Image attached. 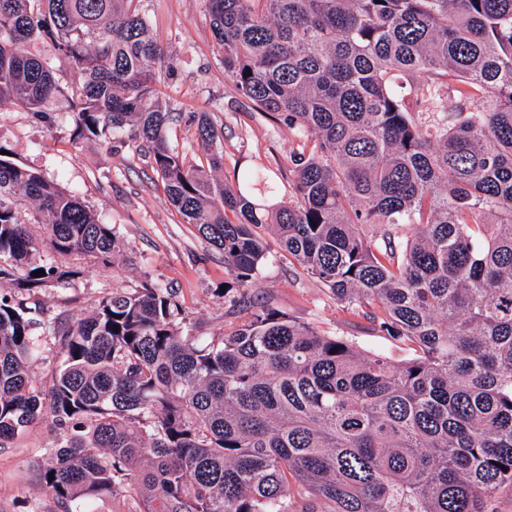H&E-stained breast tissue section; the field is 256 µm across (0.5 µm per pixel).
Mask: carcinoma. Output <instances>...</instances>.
Wrapping results in <instances>:
<instances>
[{
  "mask_svg": "<svg viewBox=\"0 0 512 512\" xmlns=\"http://www.w3.org/2000/svg\"><path fill=\"white\" fill-rule=\"evenodd\" d=\"M208 10L224 74L293 134L286 203H268V168L220 176L206 117V163L169 145L156 84L173 59L135 0H0V102L45 114L62 97L77 140L128 130L248 314L197 336L173 289H118L51 323L61 361L38 383L22 293L69 272L34 254L108 262L120 244L0 146V449L50 421L41 478L63 512L123 491L133 512H498L512 489V0ZM53 60L77 74L71 91ZM264 230L413 355L396 363L251 301Z\"/></svg>",
  "mask_w": 512,
  "mask_h": 512,
  "instance_id": "1",
  "label": "carcinoma"
}]
</instances>
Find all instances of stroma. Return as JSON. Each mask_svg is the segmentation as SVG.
I'll list each match as a JSON object with an SVG mask.
<instances>
[{"instance_id": "35a3bbf8", "label": "stroma", "mask_w": 512, "mask_h": 512, "mask_svg": "<svg viewBox=\"0 0 512 512\" xmlns=\"http://www.w3.org/2000/svg\"><path fill=\"white\" fill-rule=\"evenodd\" d=\"M139 7L175 66L174 75L162 77L157 85L161 99L178 117L169 134L171 146L203 157L196 119L204 113L223 133L225 176H232L238 164H287V127L255 112L224 73L207 0H140ZM0 146L9 148L19 164L78 194L102 222L112 225L121 244L107 268L90 256L39 251V258H50L72 276L31 297L37 321L32 333L39 344L31 364L33 377L50 383L60 362L58 342L46 332L45 323L88 317L112 291L137 288L147 280L176 289L188 322L200 335L227 332L240 323L241 311L221 290L230 279L222 254L169 204L149 159L127 134L78 141L69 116L49 126L6 101L0 103ZM250 294L270 298L279 311L324 333L352 337L363 350L397 361L410 355L398 341L378 335L368 320L350 314L278 247H271ZM52 442L51 427L43 422L0 449V512H63L38 470Z\"/></svg>"}]
</instances>
